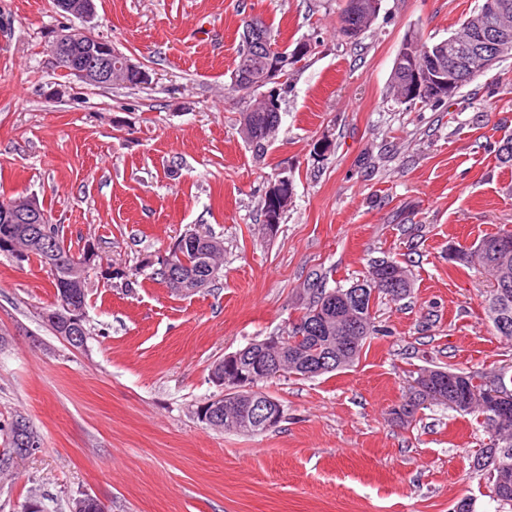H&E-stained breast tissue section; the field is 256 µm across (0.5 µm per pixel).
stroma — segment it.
<instances>
[{
	"mask_svg": "<svg viewBox=\"0 0 512 512\" xmlns=\"http://www.w3.org/2000/svg\"><path fill=\"white\" fill-rule=\"evenodd\" d=\"M481 3L381 0L353 41L339 33L345 0H97V32L152 82L62 92L45 40L66 18L53 0H0V198H35L72 253L93 241L101 266L124 272L90 270L91 335L76 349L42 321L46 268L0 254V422L24 415L42 439L0 473V512L32 495L69 512L82 493L107 512H494L473 467L482 421L443 403L408 425L390 415L418 369L512 366V339L484 310L491 275L448 258L512 229V165L498 159L512 57L441 103L389 93L408 32L447 39ZM254 16L281 45L318 43L290 72L260 162L230 80ZM284 176L293 194L268 236L263 201ZM195 231L223 241L221 276L181 296L151 273ZM380 257L413 288L377 306L358 362L262 383L283 408L265 433L197 418L220 393L217 361L286 335L316 275L334 288Z\"/></svg>",
	"mask_w": 512,
	"mask_h": 512,
	"instance_id": "obj_1",
	"label": "stroma"
}]
</instances>
